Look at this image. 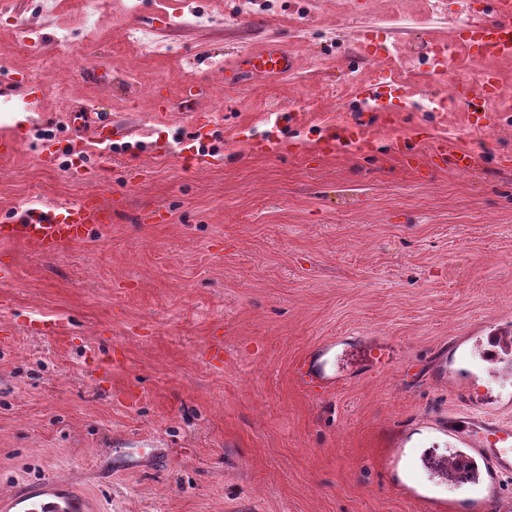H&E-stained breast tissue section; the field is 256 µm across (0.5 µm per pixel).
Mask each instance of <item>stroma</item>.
<instances>
[{"instance_id":"1","label":"stroma","mask_w":512,"mask_h":512,"mask_svg":"<svg viewBox=\"0 0 512 512\" xmlns=\"http://www.w3.org/2000/svg\"><path fill=\"white\" fill-rule=\"evenodd\" d=\"M82 3L0 10V67L45 86L31 112L0 81V131L20 139L0 223L87 196L112 210L52 255L0 243V496L53 482L83 512H427L413 485L459 495L392 459L446 455L467 393L512 422V383L462 371L480 337L512 331V60L457 35L487 0H103L91 31ZM21 17L47 51L22 46ZM423 38L449 47L451 79L500 71L482 131ZM268 41L287 76L225 83ZM380 69L397 124L318 153ZM103 122L121 139L98 142ZM444 136L472 170L403 163ZM379 346L392 359L334 387L296 380L303 356L332 375Z\"/></svg>"}]
</instances>
